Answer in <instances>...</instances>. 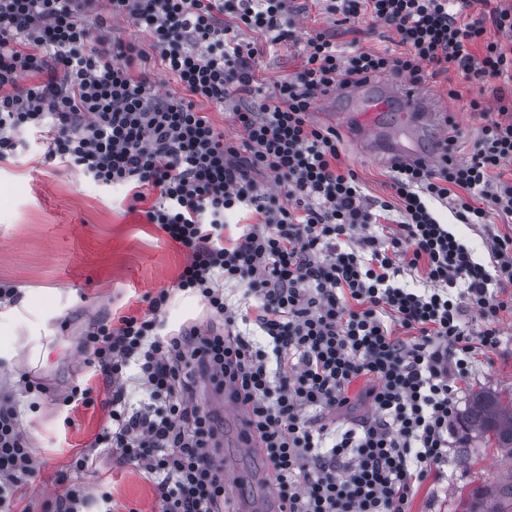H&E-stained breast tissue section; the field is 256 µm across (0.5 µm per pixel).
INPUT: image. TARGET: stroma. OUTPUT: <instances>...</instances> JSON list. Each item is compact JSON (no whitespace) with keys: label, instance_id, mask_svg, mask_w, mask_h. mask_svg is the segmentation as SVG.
I'll use <instances>...</instances> for the list:
<instances>
[{"label":"stroma","instance_id":"35a3bbf8","mask_svg":"<svg viewBox=\"0 0 512 512\" xmlns=\"http://www.w3.org/2000/svg\"><path fill=\"white\" fill-rule=\"evenodd\" d=\"M289 7L301 31L333 34L342 49L395 45L390 29L337 25L321 0H290ZM301 63L298 47L282 45L259 56L255 68L270 92ZM457 79L453 72L430 78L416 93L457 124L464 157L482 119L467 100L449 98L448 84ZM337 133L341 161L356 171L367 195L389 199L390 161L362 147L356 122ZM44 152L40 135L27 132L15 153L0 160V282L20 294L17 312L0 317V397L12 396L39 463L17 491L12 512H54L56 498L80 480L92 500L89 512H159L154 484L133 465L116 463L97 441L112 390L83 342L98 322L147 314L149 296L163 288L170 291L162 314L168 328L189 323L218 330L222 324L211 321L198 296L175 290L185 254L142 210L131 209L126 188L101 186L80 167L45 159ZM501 327L500 347L478 353L461 381L460 407L480 390L512 397V314H504ZM25 375L45 384V392H21ZM76 385L89 389V403H66ZM471 444L468 460L459 444L451 445L440 476L417 487L408 512H458L461 497L512 469L493 443L475 438ZM84 453L97 470L87 479L73 466Z\"/></svg>","mask_w":512,"mask_h":512}]
</instances>
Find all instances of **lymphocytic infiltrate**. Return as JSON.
I'll return each instance as SVG.
<instances>
[{
	"label": "lymphocytic infiltrate",
	"mask_w": 512,
	"mask_h": 512,
	"mask_svg": "<svg viewBox=\"0 0 512 512\" xmlns=\"http://www.w3.org/2000/svg\"><path fill=\"white\" fill-rule=\"evenodd\" d=\"M483 9L473 12L474 2ZM339 23L381 25L398 49H339L330 35H301L288 0H0V159L20 132L46 134L47 159L127 187L145 216L183 249L176 290L197 294L223 330L191 326L161 335L170 298L149 315L99 323L84 345L112 387L108 450L144 470L160 512H235L216 460L217 415L201 407L198 378L243 398L248 426L286 512H407L416 485L447 460L458 380L476 349L501 344L512 310V49L486 37L512 33V8L490 0H330ZM121 20L153 38L151 51L121 41L90 46L89 20ZM257 39L242 41L240 28ZM299 45L303 62L273 92L258 85V54ZM177 92L155 89L152 60ZM457 71L484 123L467 161L458 127L432 160L402 163L391 200L368 197L340 165L339 136L310 121L319 97L391 74L417 87ZM35 78L21 86V76ZM493 106H485L484 92ZM238 99L227 139L202 103ZM155 201H148V193ZM482 226L489 262L440 221ZM256 221L225 236L224 214ZM421 270L426 289L407 287ZM244 285L239 303L225 283ZM483 323L470 334L464 322ZM255 325L256 343L239 323ZM136 366L148 396L134 408L124 379ZM369 412L339 430L360 378ZM36 472L19 413L0 402V512Z\"/></svg>",
	"instance_id": "f902f5d3"
}]
</instances>
